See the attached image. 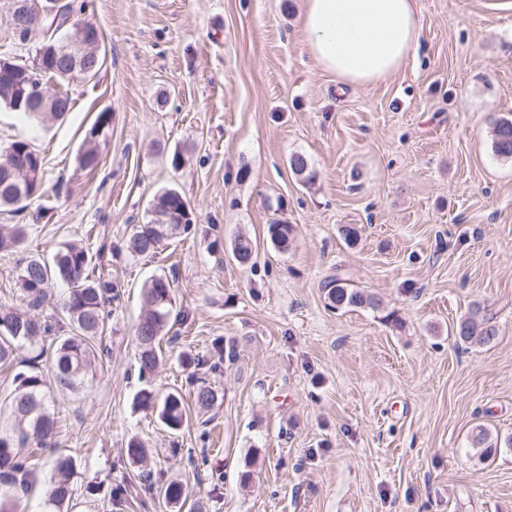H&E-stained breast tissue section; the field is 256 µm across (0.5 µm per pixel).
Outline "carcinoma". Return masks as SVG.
<instances>
[{
	"label": "carcinoma",
	"mask_w": 512,
	"mask_h": 512,
	"mask_svg": "<svg viewBox=\"0 0 512 512\" xmlns=\"http://www.w3.org/2000/svg\"><path fill=\"white\" fill-rule=\"evenodd\" d=\"M84 4L76 0H63L54 17L39 24L35 33L19 34L22 41L37 35L44 42L55 36L61 25L55 19L62 20L69 16L80 15ZM71 110V98L68 93L60 91L54 103V112H30L26 109L20 113L32 117L55 118L63 116L61 110ZM99 137L89 133L85 137L84 150L79 163L84 169L94 170L100 162L98 153ZM494 151L497 155L512 157V120L501 119L494 128ZM30 161L22 156H11L19 182L31 188V193L24 198H17L13 182H4L0 178V206H12L23 210L28 202L38 193L45 176L43 158L35 149L25 152ZM158 207L162 209L163 219L151 218L146 224L136 225L126 242L127 251L133 256H142L154 252L161 241L173 234L186 232L190 227L185 197L176 189H167L156 197ZM270 243L277 249L288 250L291 228L287 224H272L268 228ZM26 229L23 224H14L10 228H0V251H10L21 246L25 240ZM232 255L242 266L252 263L255 245L247 237H239L232 243ZM93 256L80 243H68L47 260L39 255H32L23 262L18 273V280L27 299L26 308L0 305V363L19 360V364L28 369L18 372L14 377L15 388L10 403L11 415L23 424L24 429L15 433L0 432V485L13 488L26 487L36 479V471L20 457V449L30 442L38 448L53 446L55 420L48 409V380L67 389L80 388L86 376L96 366L95 340L102 336L106 325V303L112 301L115 289L112 282L96 278L92 274ZM66 283V291L59 298V309L71 322L73 333L56 341L55 349L48 359V369L43 371L38 366V359L44 355L39 352L25 361L18 359L20 351L37 344L43 338L52 335L53 325L41 321L32 311L43 306L51 281ZM328 305L334 310L350 308L377 307L374 297L358 288L343 282L339 276L327 280L324 285ZM173 295L170 282L161 276L150 280L144 289V306L136 328V337L140 347L139 375L151 378L159 368L160 341L164 337L171 313ZM458 341L466 344H487L497 335L496 325L476 306L459 321L456 326ZM194 399L197 407L204 411L211 410L217 395L203 377H196ZM140 402L144 406H156L161 423L171 432H178L188 422L183 398L177 392L165 395L154 401L149 391L140 393ZM125 455L133 464L143 462L148 455L146 444L138 438H131ZM77 466L72 456H57L51 465L47 505L51 512H68L73 495L71 479ZM148 490L172 504L184 505L185 489L176 481L168 483H151Z\"/></svg>",
	"instance_id": "1"
}]
</instances>
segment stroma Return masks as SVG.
<instances>
[{"instance_id":"stroma-1","label":"stroma","mask_w":512,"mask_h":512,"mask_svg":"<svg viewBox=\"0 0 512 512\" xmlns=\"http://www.w3.org/2000/svg\"><path fill=\"white\" fill-rule=\"evenodd\" d=\"M303 0H86L102 67L67 85L61 119L0 106V143L43 157L41 197L0 225V304L17 305V262L80 242L118 290L102 361L83 388L48 399L57 449L73 455L70 512H177L145 477L187 482L200 512H512V158L493 129L512 118V0H419L414 57L386 80L341 84L301 34ZM112 115L100 164L79 154ZM302 155L315 177L290 165ZM182 190L189 233L134 257L126 241L155 196ZM292 228L288 250L268 227ZM358 237L345 240L344 226ZM256 244L239 265L231 244ZM340 276L379 308L333 311ZM172 284L164 362L137 377L143 290ZM498 333L457 341L472 305ZM236 360L223 359L227 341ZM218 401L194 404L187 359ZM181 393L168 433L137 395ZM149 448L130 463L131 437ZM109 121H111V116L108 112L100 113L90 129L91 132L89 134L86 133L84 150L79 159V163L82 168L95 170L98 167L100 162V155L98 153L99 139L105 135V130ZM102 122L106 123L103 128V132L101 135L95 136V134L92 133V130L98 127Z\"/></svg>"}]
</instances>
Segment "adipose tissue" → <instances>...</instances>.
Listing matches in <instances>:
<instances>
[{"label": "adipose tissue", "instance_id": "1", "mask_svg": "<svg viewBox=\"0 0 512 512\" xmlns=\"http://www.w3.org/2000/svg\"><path fill=\"white\" fill-rule=\"evenodd\" d=\"M418 0H304L301 31L318 65L344 83L400 70L420 39Z\"/></svg>", "mask_w": 512, "mask_h": 512}]
</instances>
